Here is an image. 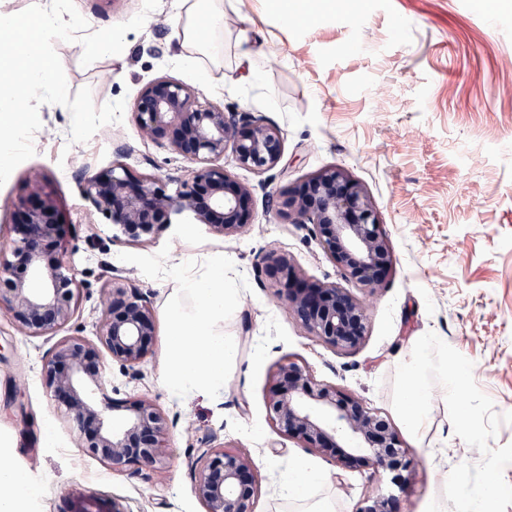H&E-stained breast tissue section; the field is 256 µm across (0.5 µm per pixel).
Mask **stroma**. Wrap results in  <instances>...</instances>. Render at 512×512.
<instances>
[{
    "instance_id": "1",
    "label": "stroma",
    "mask_w": 512,
    "mask_h": 512,
    "mask_svg": "<svg viewBox=\"0 0 512 512\" xmlns=\"http://www.w3.org/2000/svg\"><path fill=\"white\" fill-rule=\"evenodd\" d=\"M90 30L123 23L143 0H74ZM251 44L250 64L238 57L240 34ZM224 56L207 82L182 66L173 0H159L141 30L125 35L121 54L81 63L74 43L59 45L70 92L87 87L95 105L133 104L151 80L168 76L191 87L201 105L247 112L278 125L284 160L266 173L257 192L254 222L241 237L183 222L163 228L152 242L126 244L98 222L81 193L84 178L123 160L137 175L160 176L180 189L192 165L168 147L144 139L131 116L102 126L85 143H70L71 114L61 105L39 108L35 154L0 186V255L13 245V204L40 172L70 224L66 265L83 290L77 323L94 337L99 293L112 279L134 278L163 317L176 294L174 281L146 277L120 254L153 255L168 248L167 264L213 252L231 258L249 284L223 323L237 344L233 369L217 398L200 392L173 395L163 384L166 341L137 373L111 364L120 395L156 398L173 423L165 467L114 473L79 447L61 409L42 383L52 337H27L0 306V449L13 450L16 471L35 493L22 512H57L76 487L106 492L126 512H202L191 462L210 438L248 448L262 477L254 512H355L379 482L300 448L268 422L270 369L304 362L315 377L363 397L373 410L394 416L392 381L414 343L432 332L471 360L476 384L497 413L512 412V0H326L305 27L282 25L269 0H250L238 13L224 0ZM262 78L251 81L249 69ZM126 146L118 156V146ZM348 169L372 195L392 242L395 269L370 308L363 346L348 355L313 341L288 319L261 271L268 249L290 254L308 276L337 280L308 228L278 219L268 202L284 185L324 166ZM402 438L418 462L405 500L410 512L442 505V472L481 453L459 438L442 386H434L427 429ZM304 462L323 481L303 500L280 492L288 469Z\"/></svg>"
}]
</instances>
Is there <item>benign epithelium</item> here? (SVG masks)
I'll return each instance as SVG.
<instances>
[{
	"instance_id": "obj_1",
	"label": "benign epithelium",
	"mask_w": 512,
	"mask_h": 512,
	"mask_svg": "<svg viewBox=\"0 0 512 512\" xmlns=\"http://www.w3.org/2000/svg\"><path fill=\"white\" fill-rule=\"evenodd\" d=\"M132 115L143 138L168 143L196 167L182 190L170 194L162 178L138 176L115 163L83 180V193L96 211L132 243L154 238L175 216L225 238L248 232L259 185L237 180L218 161L229 151L239 168L268 173L284 156L281 129L248 113L203 108L193 89L168 77L142 89ZM274 210L290 224L311 226L341 277L359 286L355 292L336 281L314 280L293 256L271 248L264 274L288 318L337 352L358 350L368 336L371 301L394 272L392 244L370 193L347 169L324 167L283 186ZM15 214L18 239L10 258L0 263V303L8 305L21 334L59 336L44 365L45 389L65 408L68 422L77 425L80 447L104 467L117 473L144 467L162 471L170 438L167 415L146 395L113 400L112 377L102 362L106 353L134 370L152 355L157 324L149 296L131 278L102 289L103 320L96 339L83 336L74 326L81 288L64 261L66 225L59 222L62 212L43 175L29 178V191ZM30 273L43 280V288H30ZM267 407L269 424L280 435L339 466L388 480L389 488L365 495L356 512H404L399 495L413 481L416 463L388 417L290 360L270 376ZM260 485L244 448L219 443L197 458L194 492L203 512H253ZM59 510L125 512L118 499L81 488L68 492Z\"/></svg>"
}]
</instances>
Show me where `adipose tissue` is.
<instances>
[{
  "label": "adipose tissue",
  "mask_w": 512,
  "mask_h": 512,
  "mask_svg": "<svg viewBox=\"0 0 512 512\" xmlns=\"http://www.w3.org/2000/svg\"><path fill=\"white\" fill-rule=\"evenodd\" d=\"M178 35L185 49L181 62L186 67L198 70L206 63L217 62L221 48L213 43L198 42V28L213 31L224 28V0H175Z\"/></svg>",
  "instance_id": "obj_1"
}]
</instances>
